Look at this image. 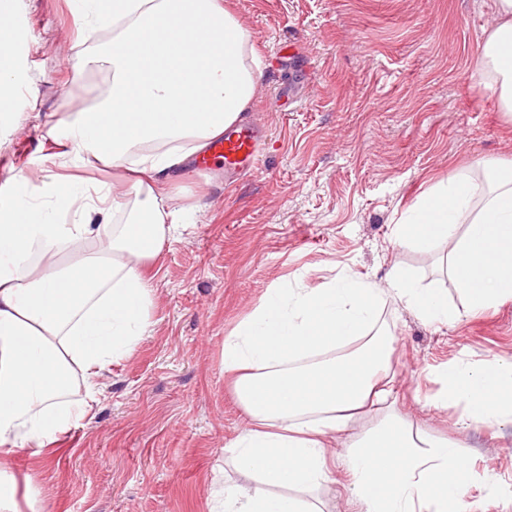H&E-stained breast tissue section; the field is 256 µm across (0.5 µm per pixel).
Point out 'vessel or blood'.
Instances as JSON below:
<instances>
[{
	"label": "vessel or blood",
	"instance_id": "1",
	"mask_svg": "<svg viewBox=\"0 0 512 512\" xmlns=\"http://www.w3.org/2000/svg\"><path fill=\"white\" fill-rule=\"evenodd\" d=\"M264 136V130L258 127L243 122L232 125L205 151L193 157V165L204 173L214 168L223 169L228 178L255 176L259 170L260 146Z\"/></svg>",
	"mask_w": 512,
	"mask_h": 512
}]
</instances>
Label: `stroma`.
<instances>
[{
  "label": "stroma",
  "mask_w": 512,
  "mask_h": 512,
  "mask_svg": "<svg viewBox=\"0 0 512 512\" xmlns=\"http://www.w3.org/2000/svg\"><path fill=\"white\" fill-rule=\"evenodd\" d=\"M261 56L247 112L268 139L259 173L225 184L176 176L185 228L147 273L152 327L104 373L91 425L45 458L17 456L50 512H208L213 478L252 486L224 466L250 424L224 372V338L283 280L316 285L343 273L383 280L392 267L462 305L438 251L399 243L393 228L449 174L512 163V119L475 70L494 0H225ZM16 89L0 116V206L22 172L53 168L49 121L96 105L109 73L64 64L77 31L67 0H18ZM379 324L395 335L397 401L338 434L345 452L388 420L457 443L473 465L471 512H512V425L464 426L463 410L425 406L452 364L512 361V302L437 327L397 301Z\"/></svg>",
  "instance_id": "1"
}]
</instances>
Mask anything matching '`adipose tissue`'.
Here are the masks:
<instances>
[{"label":"adipose tissue","instance_id":"adipose-tissue-1","mask_svg":"<svg viewBox=\"0 0 512 512\" xmlns=\"http://www.w3.org/2000/svg\"><path fill=\"white\" fill-rule=\"evenodd\" d=\"M17 0H0V102L16 86ZM82 38L111 44L78 58L110 72L96 106L58 120L55 172L23 178L0 208V512H45L40 491L19 492L12 460L39 456L90 423L100 379L150 331L154 287L143 267L178 226L171 171L184 145L203 149L239 120L262 76L250 35L224 0H70ZM496 24L478 68L496 107L512 117V0H494ZM106 162L127 184L80 176ZM402 243L441 249L440 270L463 306L392 268L385 283L342 275L267 289L224 338V371L251 425L224 448L255 488L212 490L209 512H322L310 492L339 468L356 512H469L471 464L441 438L415 443L398 423L373 429L347 453L327 448L366 404L394 397L392 333L376 324L387 299L425 321L512 302V167L480 180L449 175L393 229ZM433 408L462 406L471 423H512V362L455 364L439 375Z\"/></svg>","mask_w":512,"mask_h":512}]
</instances>
